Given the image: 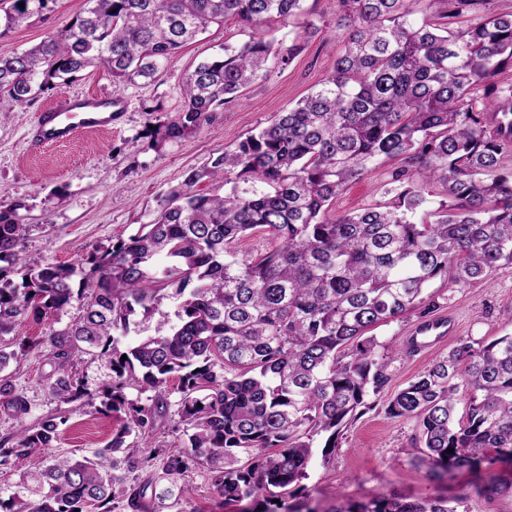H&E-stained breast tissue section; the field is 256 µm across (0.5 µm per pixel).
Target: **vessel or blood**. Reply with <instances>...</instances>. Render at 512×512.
<instances>
[{"label":"vessel or blood","instance_id":"obj_1","mask_svg":"<svg viewBox=\"0 0 512 512\" xmlns=\"http://www.w3.org/2000/svg\"><path fill=\"white\" fill-rule=\"evenodd\" d=\"M112 127V99L108 96L75 97L48 107L33 128V140L40 145H62L78 134ZM455 328L454 320H438L420 326L419 350L431 348Z\"/></svg>","mask_w":512,"mask_h":512}]
</instances>
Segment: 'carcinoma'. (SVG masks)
Masks as SVG:
<instances>
[{"mask_svg": "<svg viewBox=\"0 0 512 512\" xmlns=\"http://www.w3.org/2000/svg\"><path fill=\"white\" fill-rule=\"evenodd\" d=\"M301 0H86L68 28L0 56V93L19 104L65 85L91 66L115 86L153 81L178 50L210 26L236 19L260 28L298 21ZM45 0H12L7 27ZM343 48L333 75L270 123L190 171L159 201L153 219L84 265L32 266L21 256L29 225L0 210V404L17 428L0 438V473L19 474L23 495L0 512H114L112 458L151 467L132 435L166 427L177 395L182 433L163 476L135 488L124 508L151 494L177 501L179 480L204 468L227 503L288 493L306 474L313 443L325 447L377 405L389 362L371 331L437 308L424 290L486 280L512 264V174L500 172L512 146L487 128L490 112L512 114V0H340ZM303 50L262 36L199 62L184 78L183 106L159 127V141L186 138L252 84L270 57L291 63ZM395 160L383 203L328 218L345 187ZM444 199L429 207L425 184ZM250 190L238 189V181ZM206 183L210 189H200ZM259 233L267 246L238 258V240ZM29 278L14 285L12 275ZM176 320L140 337V321L166 300ZM79 318L46 338L25 340L72 302ZM47 343L62 404L97 393L124 414L107 444L80 459L48 456L65 416L21 420L28 405L1 375L18 354ZM87 355L107 373L90 389L78 371ZM126 360H121L122 356ZM151 392L130 399L126 390ZM464 403L463 411L457 405ZM391 418L416 422V451L431 477L512 462V335L463 342L382 402ZM453 452H447V449ZM333 512H456L446 498L393 492L346 502Z\"/></svg>", "mask_w": 512, "mask_h": 512, "instance_id": "cac0c4a2", "label": "carcinoma"}]
</instances>
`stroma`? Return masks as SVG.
<instances>
[{"mask_svg":"<svg viewBox=\"0 0 512 512\" xmlns=\"http://www.w3.org/2000/svg\"><path fill=\"white\" fill-rule=\"evenodd\" d=\"M84 6L85 0H48L39 14L19 26L0 28V55L20 52L61 32ZM302 8L306 20L317 27L314 36H305L302 28L291 23L255 29L230 19L224 25L210 26L196 43L174 54L155 82L118 90L111 74L96 67L78 73L63 88L43 92L27 105L0 96V204L17 207L19 223L29 227L22 242L27 263L77 266L89 251L107 248L117 237L135 233L139 225L152 220L159 199L190 170L266 126L275 113L292 107L327 79L342 48V31L336 26L339 0H303ZM258 33L285 45L301 39L304 49L287 65L270 59L267 78L225 107L208 130L155 144L147 131L180 111L184 74L200 61L222 53L224 46L241 45ZM113 91L123 97L125 108L111 129L82 133L59 146L39 148L31 140L37 115L63 93ZM396 167L390 161L372 168L337 198L331 216L384 201ZM427 294L438 304L436 317L454 315L458 330L429 352L408 355L404 348L419 323L415 313L375 329L377 340L392 353L384 394L407 385L460 341L487 343L512 334V265L498 268L488 281L467 286L435 281ZM6 372L16 393L27 401V421L65 413L67 423L50 455L88 456L110 440L118 421L97 412L100 397L63 406L51 396L53 368L43 349L11 361ZM416 434L413 420L390 418L380 408L365 411L343 428L330 456L322 454L323 440L314 442L307 475L291 486L288 504L298 512H333L339 498L367 501L396 491L415 498L439 496L457 501L458 512H512V465L498 463L479 474L451 471L437 482L427 476L413 449ZM491 475L502 480L503 486L488 496L481 488ZM183 485L181 500L157 512H239L243 506L250 512H281L279 502L269 496L243 506L224 503L209 489L202 469L188 472Z\"/></svg>","mask_w":512,"mask_h":512,"instance_id":"1","label":"stroma"}]
</instances>
